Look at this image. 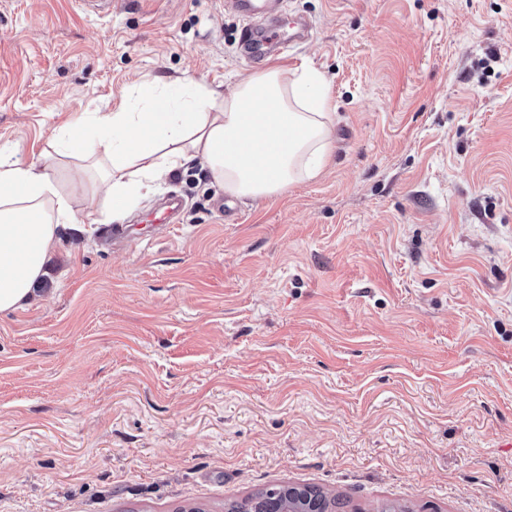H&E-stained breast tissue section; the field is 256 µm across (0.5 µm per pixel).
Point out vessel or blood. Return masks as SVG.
<instances>
[{"instance_id":"1","label":"vessel or blood","mask_w":512,"mask_h":512,"mask_svg":"<svg viewBox=\"0 0 512 512\" xmlns=\"http://www.w3.org/2000/svg\"><path fill=\"white\" fill-rule=\"evenodd\" d=\"M234 4L251 22V29L242 43L243 53L249 60L264 63L287 44V36L276 25L279 0H234Z\"/></svg>"}]
</instances>
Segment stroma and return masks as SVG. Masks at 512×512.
Returning a JSON list of instances; mask_svg holds the SVG:
<instances>
[{
    "label": "stroma",
    "mask_w": 512,
    "mask_h": 512,
    "mask_svg": "<svg viewBox=\"0 0 512 512\" xmlns=\"http://www.w3.org/2000/svg\"><path fill=\"white\" fill-rule=\"evenodd\" d=\"M330 160L259 202L195 161L60 234L0 314V512H224L282 484L339 512H512V0H282ZM231 0H0V149L191 72L255 71ZM81 163L54 173L77 216ZM172 194L166 230L141 223Z\"/></svg>",
    "instance_id": "obj_1"
}]
</instances>
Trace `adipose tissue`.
I'll return each instance as SVG.
<instances>
[{"instance_id": "1", "label": "adipose tissue", "mask_w": 512, "mask_h": 512, "mask_svg": "<svg viewBox=\"0 0 512 512\" xmlns=\"http://www.w3.org/2000/svg\"><path fill=\"white\" fill-rule=\"evenodd\" d=\"M137 93L140 111L100 112L63 124L56 137L61 153L100 165L102 224L195 159L226 195L256 201L316 179L331 154L336 105L323 73L307 64L270 65L225 94L188 73L140 84ZM55 167L50 155L27 163L20 150L0 151V314L28 304L60 231L79 227Z\"/></svg>"}]
</instances>
